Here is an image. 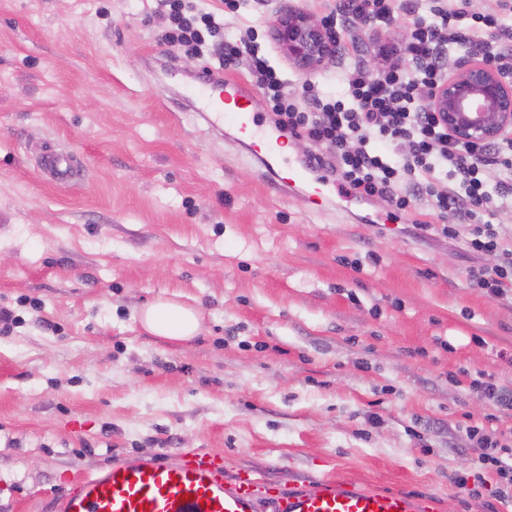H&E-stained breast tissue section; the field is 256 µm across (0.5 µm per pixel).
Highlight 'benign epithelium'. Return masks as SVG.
I'll return each mask as SVG.
<instances>
[{"instance_id": "benign-epithelium-1", "label": "benign epithelium", "mask_w": 512, "mask_h": 512, "mask_svg": "<svg viewBox=\"0 0 512 512\" xmlns=\"http://www.w3.org/2000/svg\"><path fill=\"white\" fill-rule=\"evenodd\" d=\"M271 36L288 64L303 74L336 61L343 51L325 22L290 0H277ZM427 107L462 143L482 146L512 135V80L473 54L448 71Z\"/></svg>"}]
</instances>
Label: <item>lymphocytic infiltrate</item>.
Returning a JSON list of instances; mask_svg holds the SVG:
<instances>
[{
    "label": "lymphocytic infiltrate",
    "mask_w": 512,
    "mask_h": 512,
    "mask_svg": "<svg viewBox=\"0 0 512 512\" xmlns=\"http://www.w3.org/2000/svg\"><path fill=\"white\" fill-rule=\"evenodd\" d=\"M163 4V42L197 54L219 45L223 67L249 56L250 75L275 125L314 145L308 161L316 169L337 174L356 197H386L400 210L413 196L426 195L430 207L421 229L464 239L477 255L497 254L498 265L472 270L470 281L492 298L512 290V238L501 237L495 225L512 217V137L482 147L460 143L425 105L446 75V56L460 46L512 78V0L487 15L470 12L468 0H342L326 24L341 38L366 25L374 61L342 71L338 93L316 96L309 110L290 93L285 73L266 59L253 29L225 40L214 11L193 0ZM400 17L408 25L398 45L385 32ZM468 432L484 449L472 464L475 480L492 469L512 481V447L484 427Z\"/></svg>",
    "instance_id": "obj_1"
}]
</instances>
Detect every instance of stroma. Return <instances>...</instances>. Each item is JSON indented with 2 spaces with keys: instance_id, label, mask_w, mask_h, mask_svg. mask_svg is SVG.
Here are the masks:
<instances>
[{
  "instance_id": "1",
  "label": "stroma",
  "mask_w": 512,
  "mask_h": 512,
  "mask_svg": "<svg viewBox=\"0 0 512 512\" xmlns=\"http://www.w3.org/2000/svg\"><path fill=\"white\" fill-rule=\"evenodd\" d=\"M273 0H247L224 35L268 34ZM156 0H0V512H48L75 480L198 451L280 490L330 475L434 498L438 512H512V487H461L482 449L466 426L512 432L470 374L512 387V293L472 269L495 254L415 229L424 199L309 213L243 148L194 115L213 60L164 45ZM353 28L328 89L371 62ZM73 156L58 184L38 166ZM198 310L188 343L138 310Z\"/></svg>"
}]
</instances>
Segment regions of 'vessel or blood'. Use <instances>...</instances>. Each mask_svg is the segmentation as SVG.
<instances>
[{"label":"vessel or blood","mask_w":512,"mask_h":512,"mask_svg":"<svg viewBox=\"0 0 512 512\" xmlns=\"http://www.w3.org/2000/svg\"><path fill=\"white\" fill-rule=\"evenodd\" d=\"M205 121L228 124L238 142L248 148L265 180L280 189L307 187L315 209L326 198L315 168L308 162L286 161L279 151L283 131L261 129L246 105L241 82L213 77L204 96ZM43 167L59 180L72 172L65 155L49 152ZM258 476L225 478L223 459L190 453L181 464L146 458L135 465L115 463L82 477L56 499L52 512H436L433 498L361 487L333 477L320 481L317 491L297 488L260 498Z\"/></svg>","instance_id":"b4317fda"}]
</instances>
